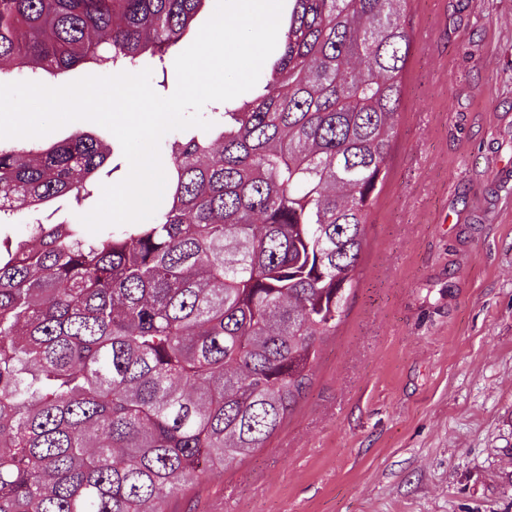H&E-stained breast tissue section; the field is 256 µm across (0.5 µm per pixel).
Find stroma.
Wrapping results in <instances>:
<instances>
[{
	"label": "stroma",
	"mask_w": 512,
	"mask_h": 512,
	"mask_svg": "<svg viewBox=\"0 0 512 512\" xmlns=\"http://www.w3.org/2000/svg\"><path fill=\"white\" fill-rule=\"evenodd\" d=\"M360 274L281 428L173 512H512V0H413ZM110 156L77 220L129 164Z\"/></svg>",
	"instance_id": "35a3bbf8"
}]
</instances>
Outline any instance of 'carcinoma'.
<instances>
[{
    "label": "carcinoma",
    "mask_w": 512,
    "mask_h": 512,
    "mask_svg": "<svg viewBox=\"0 0 512 512\" xmlns=\"http://www.w3.org/2000/svg\"><path fill=\"white\" fill-rule=\"evenodd\" d=\"M215 2L0 0V84L136 73ZM284 2L270 77L160 148L150 220L0 239V512H172L303 396L387 177L413 0ZM108 153L0 145V220L90 194Z\"/></svg>",
    "instance_id": "cac0c4a2"
}]
</instances>
